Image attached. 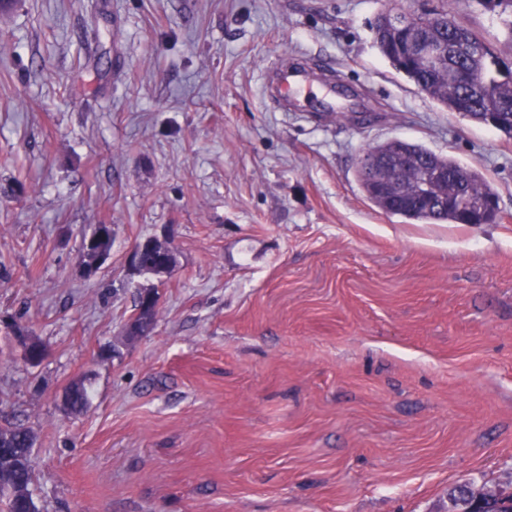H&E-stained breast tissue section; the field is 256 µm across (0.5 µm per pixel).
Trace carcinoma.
Here are the masks:
<instances>
[{
    "instance_id": "1",
    "label": "carcinoma",
    "mask_w": 512,
    "mask_h": 512,
    "mask_svg": "<svg viewBox=\"0 0 512 512\" xmlns=\"http://www.w3.org/2000/svg\"><path fill=\"white\" fill-rule=\"evenodd\" d=\"M485 9L504 16L505 34L512 40V0H478ZM433 29L430 36L443 41L448 55L441 66L428 69L412 58L407 44L412 29L375 27V43L379 52L392 67L404 74L414 86L429 99L445 109L465 116L484 117L494 112L507 119L512 118V65L506 64L489 47L483 37L469 27L450 18L444 11L433 10ZM408 160L415 166L428 165L448 169V179L431 184L424 191L419 182L408 185V195L419 198L428 193L429 206L410 209L389 205L374 192L379 171L359 164L357 175L368 199L381 211L409 220L424 223L491 224L495 222L488 212L478 209H461L457 199L479 201L493 195L474 170L461 165L450 156L437 154L425 146L406 143ZM65 405L72 411L84 410L88 405V393L84 384H74L65 393ZM34 437L31 429L22 423L0 427V438L12 448H27ZM22 481L29 486L33 482V461L0 459V512H40L35 500L30 507L16 503L3 489ZM479 512H512V503L478 490Z\"/></svg>"
}]
</instances>
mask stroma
I'll return each mask as SVG.
<instances>
[{
	"label": "stroma",
	"mask_w": 512,
	"mask_h": 512,
	"mask_svg": "<svg viewBox=\"0 0 512 512\" xmlns=\"http://www.w3.org/2000/svg\"><path fill=\"white\" fill-rule=\"evenodd\" d=\"M477 0H16L0 14V425L34 433L42 512H441L512 486V138L379 53L388 11ZM301 58L345 110L280 112ZM400 138L478 173L493 224L378 209ZM99 224L112 252L79 255ZM169 237L170 273L132 271ZM157 289L152 331H120ZM46 348L29 365L21 336ZM89 403L68 411V386ZM313 82L312 70L307 66L292 71L282 70L276 72L274 79H271L267 87L273 92L278 110L288 112V90L294 92L295 99L301 100L302 93L309 89ZM112 236L111 231L108 229H99L94 235L90 236L87 240V252L92 255L91 259L84 258L80 260V264L83 271L87 275H91L101 266V264L107 259L110 252H108L104 245ZM95 247H97L95 249ZM136 247V246H135ZM133 249L131 253V265L139 273L160 276L166 274L176 263L177 253L172 243L166 239H158L152 237L138 247ZM159 249V262L152 266H143L141 262V253L145 250Z\"/></svg>",
	"instance_id": "obj_1"
}]
</instances>
